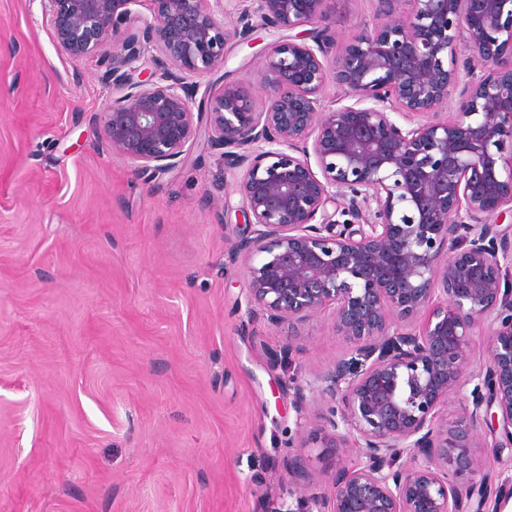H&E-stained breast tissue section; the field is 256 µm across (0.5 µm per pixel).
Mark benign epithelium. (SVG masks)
<instances>
[{"instance_id": "7a95c632", "label": "benign epithelium", "mask_w": 512, "mask_h": 512, "mask_svg": "<svg viewBox=\"0 0 512 512\" xmlns=\"http://www.w3.org/2000/svg\"><path fill=\"white\" fill-rule=\"evenodd\" d=\"M46 2L71 59L112 50L102 133L135 174L178 167L201 140L238 173L249 231L228 258L248 312L295 329L328 311L348 346L293 386L298 408L307 389L324 405L310 439L288 444L298 493L284 512H500L474 449L485 424L512 452V225L498 223L512 214V0H376V24L339 51L328 0H242L231 27L223 0ZM254 16L310 36L264 48V109L228 84L203 126L194 78L224 66ZM330 80L351 104L321 103ZM455 91V111H438ZM467 391L463 417L439 418ZM310 440L330 449L327 487L304 465Z\"/></svg>"}]
</instances>
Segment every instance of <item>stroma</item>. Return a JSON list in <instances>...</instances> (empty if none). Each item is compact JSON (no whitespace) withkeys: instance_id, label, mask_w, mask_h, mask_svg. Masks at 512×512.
Masks as SVG:
<instances>
[{"instance_id":"obj_1","label":"stroma","mask_w":512,"mask_h":512,"mask_svg":"<svg viewBox=\"0 0 512 512\" xmlns=\"http://www.w3.org/2000/svg\"><path fill=\"white\" fill-rule=\"evenodd\" d=\"M376 8L336 0L337 45ZM286 36L255 21L196 105L231 81L263 106L261 49ZM111 63L61 52L43 0H0V512H278L288 442L317 413L285 383L347 346L327 312L293 339L249 315L218 152L195 145L152 181L112 152Z\"/></svg>"}]
</instances>
